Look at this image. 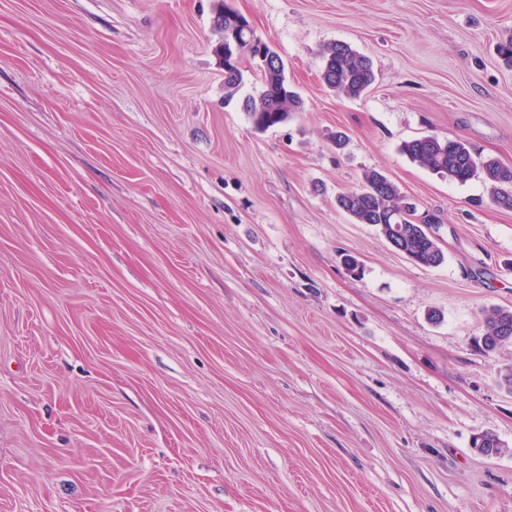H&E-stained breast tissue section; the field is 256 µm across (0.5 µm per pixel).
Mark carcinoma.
Listing matches in <instances>:
<instances>
[{
    "label": "carcinoma",
    "mask_w": 512,
    "mask_h": 512,
    "mask_svg": "<svg viewBox=\"0 0 512 512\" xmlns=\"http://www.w3.org/2000/svg\"><path fill=\"white\" fill-rule=\"evenodd\" d=\"M213 13L221 18L218 31L230 37L240 35L235 22L237 13L224 14V0H216ZM323 59L321 80L339 98H359L375 80L372 62L346 43L328 45ZM260 71L262 89L258 95L246 98L244 108L253 126L268 130L303 111L304 100L289 84L284 68L271 70L262 65ZM401 150L412 162L450 181L465 184L475 178L483 180L490 185L491 202L512 210V167L481 157L466 141L430 135L404 142ZM336 206L357 224L377 226L384 236L392 232V214L415 209L399 187L377 170L364 174L360 190L338 195ZM402 228L408 260L425 267L439 266L445 261L442 247L431 240L433 225L419 224L411 216ZM482 315L483 332L476 338L479 348L494 353L512 345V310L492 306L484 309ZM473 448L490 458L504 452V445L492 433L476 437Z\"/></svg>",
    "instance_id": "obj_1"
}]
</instances>
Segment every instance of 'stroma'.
Returning a JSON list of instances; mask_svg holds the SVG:
<instances>
[{
	"mask_svg": "<svg viewBox=\"0 0 512 512\" xmlns=\"http://www.w3.org/2000/svg\"><path fill=\"white\" fill-rule=\"evenodd\" d=\"M213 3L0 0V512H512V348L473 343L512 309V210L399 150L512 167V0H232L304 100L266 131ZM335 42L361 98L320 82ZM371 169L441 265L337 209ZM321 80L339 98H359L375 80L372 62L346 43L336 42L323 51ZM414 214L410 215L408 220H404V224H396L399 228H403L405 235L404 250L407 252L406 256L411 262L425 266L435 267L441 265L445 261V253L440 244L433 238L428 230L433 231L435 224H419L414 222Z\"/></svg>",
	"mask_w": 512,
	"mask_h": 512,
	"instance_id": "35a3bbf8",
	"label": "stroma"
}]
</instances>
